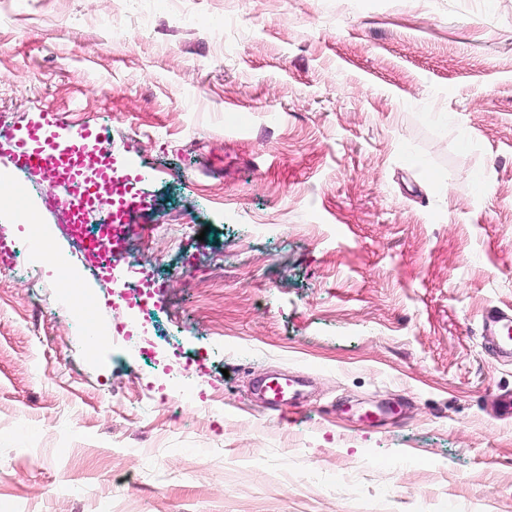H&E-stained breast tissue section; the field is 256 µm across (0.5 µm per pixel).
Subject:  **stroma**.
Wrapping results in <instances>:
<instances>
[{
    "instance_id": "obj_1",
    "label": "stroma",
    "mask_w": 512,
    "mask_h": 512,
    "mask_svg": "<svg viewBox=\"0 0 512 512\" xmlns=\"http://www.w3.org/2000/svg\"><path fill=\"white\" fill-rule=\"evenodd\" d=\"M176 7L0 0V169L42 113L105 126L156 283L116 303L12 169L47 255L0 220V512H512V0ZM53 259L146 345L91 355ZM484 331L499 356H512V310L492 307L484 316Z\"/></svg>"
}]
</instances>
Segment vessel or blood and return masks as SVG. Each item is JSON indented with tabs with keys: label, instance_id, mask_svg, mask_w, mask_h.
I'll list each match as a JSON object with an SVG mask.
<instances>
[{
	"label": "vessel or blood",
	"instance_id": "vessel-or-blood-1",
	"mask_svg": "<svg viewBox=\"0 0 512 512\" xmlns=\"http://www.w3.org/2000/svg\"><path fill=\"white\" fill-rule=\"evenodd\" d=\"M103 137L102 130L96 126L83 124L67 129L46 115L14 139L8 155L16 168H50L60 187L59 198L70 216L65 227L67 235L80 241L87 263L108 274L112 271L111 257L121 252L124 237L113 234V224L107 223L98 242L83 241L81 218L96 201L106 200L112 206L116 222L129 223L132 211L143 207L146 196L141 192L130 196L113 190L110 153L88 152L89 144L101 142ZM484 331L499 356H512L511 309L491 308L484 317Z\"/></svg>",
	"mask_w": 512,
	"mask_h": 512
}]
</instances>
